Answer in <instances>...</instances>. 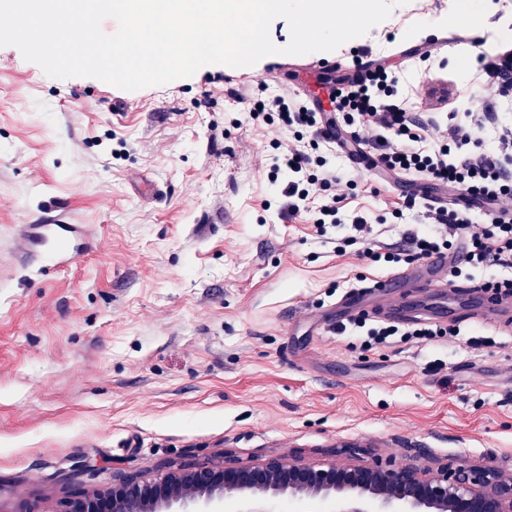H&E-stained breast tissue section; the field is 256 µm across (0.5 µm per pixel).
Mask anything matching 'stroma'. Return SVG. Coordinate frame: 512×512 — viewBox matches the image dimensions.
I'll return each mask as SVG.
<instances>
[{
  "mask_svg": "<svg viewBox=\"0 0 512 512\" xmlns=\"http://www.w3.org/2000/svg\"><path fill=\"white\" fill-rule=\"evenodd\" d=\"M454 8L408 0L307 54L310 70L271 55L136 91L54 79L0 47V512H59L74 472L106 490L117 471L315 462L344 444L396 465L424 448L433 463L512 468V332L468 323L377 347L336 334L328 311L388 267L343 246L349 227L321 235L307 216L279 217L283 184L263 160L279 133L236 122L264 83L332 111L344 60L370 52L421 111L459 123L499 102L512 123V94L465 41L399 57ZM482 26L486 53L512 48V0H486ZM336 167L345 212L382 242L425 231L429 182L408 190ZM23 224H82L94 243L45 272L24 259Z\"/></svg>",
  "mask_w": 512,
  "mask_h": 512,
  "instance_id": "35a3bbf8",
  "label": "stroma"
}]
</instances>
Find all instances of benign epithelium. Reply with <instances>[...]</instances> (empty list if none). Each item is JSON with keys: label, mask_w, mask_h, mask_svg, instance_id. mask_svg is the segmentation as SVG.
Instances as JSON below:
<instances>
[{"label": "benign epithelium", "mask_w": 512, "mask_h": 512, "mask_svg": "<svg viewBox=\"0 0 512 512\" xmlns=\"http://www.w3.org/2000/svg\"><path fill=\"white\" fill-rule=\"evenodd\" d=\"M414 461L402 466L362 459L348 451L342 459L307 463L297 456L254 463L201 465L156 478L119 472L112 489L68 497L61 512H224V503L252 505L290 497L334 500L352 506L339 512H512V471L496 465L443 464L430 468Z\"/></svg>", "instance_id": "benign-epithelium-1"}]
</instances>
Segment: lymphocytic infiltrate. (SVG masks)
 <instances>
[{"label":"lymphocytic infiltrate","instance_id":"obj_1","mask_svg":"<svg viewBox=\"0 0 512 512\" xmlns=\"http://www.w3.org/2000/svg\"><path fill=\"white\" fill-rule=\"evenodd\" d=\"M400 77L384 68L368 71L365 80L336 89L332 96L337 122L351 129L359 144L377 150L383 167L403 177H419L469 194L472 204L445 210L427 208L425 233L410 235L404 244L389 246L377 239L370 221L345 214L336 148L323 130L320 113L308 101L288 94L257 95L248 101L253 125L294 131L293 140H276L266 161L271 175L289 170L279 213L308 215L317 231L327 225L350 223L347 242L358 245L361 259L394 267L452 250L463 243V262L473 268L488 258L512 260V127L497 122L494 112L471 116L464 124L443 126L424 112L406 107L397 96ZM311 140H304L303 132ZM493 211L495 220L479 224L475 211Z\"/></svg>","mask_w":512,"mask_h":512}]
</instances>
